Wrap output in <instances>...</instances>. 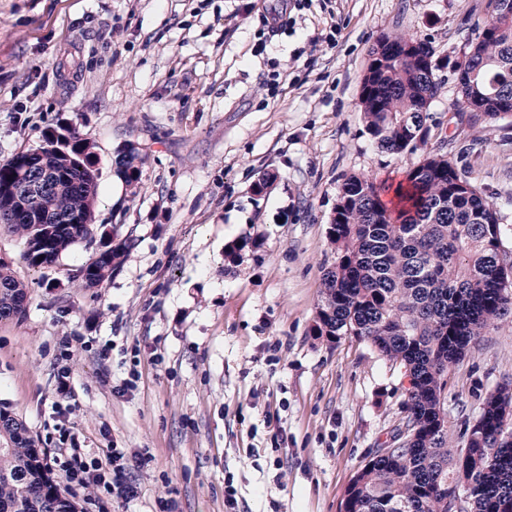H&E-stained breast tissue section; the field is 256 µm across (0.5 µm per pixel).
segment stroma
I'll list each match as a JSON object with an SVG mask.
<instances>
[{
	"label": "stroma",
	"instance_id": "1",
	"mask_svg": "<svg viewBox=\"0 0 512 512\" xmlns=\"http://www.w3.org/2000/svg\"><path fill=\"white\" fill-rule=\"evenodd\" d=\"M486 2L0 0V161L77 126L95 155L94 221L134 241L88 290L78 270L100 234L32 267L0 226V257L29 297L24 318L0 321V408L49 456L122 448L136 462L137 500L91 489L83 512H225L228 483L239 512H340L406 416L399 364L312 333L343 176L395 183L442 149L494 203L512 261V118L469 111L450 68ZM391 31L431 40L448 63L427 148L399 154L378 148L358 108L369 51ZM130 145L143 156L134 189L115 173ZM267 171L276 180L255 194ZM246 236L258 247L228 262ZM504 383L512 318L450 367L452 434Z\"/></svg>",
	"mask_w": 512,
	"mask_h": 512
}]
</instances>
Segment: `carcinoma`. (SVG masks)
<instances>
[{"label":"carcinoma","mask_w":512,"mask_h":512,"mask_svg":"<svg viewBox=\"0 0 512 512\" xmlns=\"http://www.w3.org/2000/svg\"><path fill=\"white\" fill-rule=\"evenodd\" d=\"M491 8L470 71L460 79L466 107L491 119L512 117V22L502 3ZM411 48L404 68L382 62L384 50ZM431 42L404 32L381 35L371 50L379 62L360 98L368 133L389 153L411 147L427 131L423 96L434 99L441 82ZM67 154L50 156L51 182L44 194L0 198V207L20 208L7 229L24 240V260L53 264L92 233L97 176L93 152L76 131L67 134ZM20 152L0 163V188L18 186ZM142 157L131 145L116 158V173L134 189ZM445 155L429 153L396 186L350 175L339 187L340 207L328 239L336 260L324 273L314 320L316 336H353L378 355L411 371L404 427L410 443L386 448L361 466L348 486L349 512H512V385L488 394L478 426L452 444L444 397L448 365L495 324L512 314V288L501 276L512 262L501 250L494 204ZM43 213L36 224L30 217ZM133 242L107 240L79 269L81 287L99 288L123 265ZM25 286L0 262V321L23 317ZM0 512H82L50 477L44 452L19 418L0 411Z\"/></svg>","instance_id":"1"}]
</instances>
